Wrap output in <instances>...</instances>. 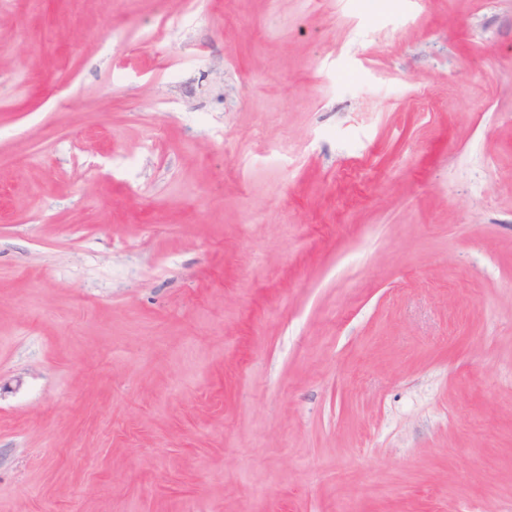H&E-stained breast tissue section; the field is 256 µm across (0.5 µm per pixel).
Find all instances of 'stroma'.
<instances>
[{"instance_id": "stroma-1", "label": "stroma", "mask_w": 512, "mask_h": 512, "mask_svg": "<svg viewBox=\"0 0 512 512\" xmlns=\"http://www.w3.org/2000/svg\"><path fill=\"white\" fill-rule=\"evenodd\" d=\"M0 512H512V0H0Z\"/></svg>"}]
</instances>
